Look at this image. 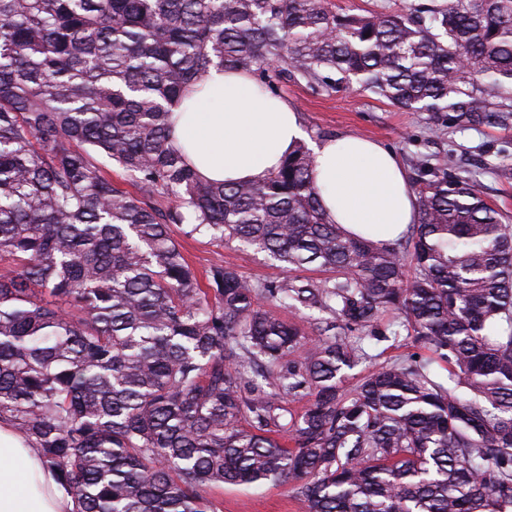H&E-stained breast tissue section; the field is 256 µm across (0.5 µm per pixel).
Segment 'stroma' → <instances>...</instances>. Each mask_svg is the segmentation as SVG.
I'll return each mask as SVG.
<instances>
[{
    "label": "stroma",
    "mask_w": 512,
    "mask_h": 512,
    "mask_svg": "<svg viewBox=\"0 0 512 512\" xmlns=\"http://www.w3.org/2000/svg\"><path fill=\"white\" fill-rule=\"evenodd\" d=\"M276 92L297 107L311 140L346 134L373 138L391 148L408 171L419 157L449 155L477 176L483 198L512 219V173L499 171L504 157L512 156V128L451 124L437 132L428 113L400 109L355 84L325 94L313 91L305 81H288L279 83ZM171 234L197 274L221 261L254 281L284 275L283 268L264 254L186 234L181 226L172 227ZM222 497L224 512H303L287 482L259 488L228 485Z\"/></svg>",
    "instance_id": "obj_1"
}]
</instances>
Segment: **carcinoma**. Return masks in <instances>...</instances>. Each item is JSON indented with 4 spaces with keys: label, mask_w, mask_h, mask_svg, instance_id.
<instances>
[{
    "label": "carcinoma",
    "mask_w": 512,
    "mask_h": 512,
    "mask_svg": "<svg viewBox=\"0 0 512 512\" xmlns=\"http://www.w3.org/2000/svg\"><path fill=\"white\" fill-rule=\"evenodd\" d=\"M213 68L507 127L512 0H0V423L76 512H223L211 491L276 481L305 512H512V225L446 156L384 247L327 221L303 142L263 182L200 180L170 116ZM174 224L291 275L216 262L203 286ZM276 307L318 310L316 336ZM336 11L364 14L366 11H397L409 4L429 3L426 0H331ZM415 351L418 350L411 345L410 341H382L373 351L374 354H380V356L376 360L372 361V363L363 364L361 366L356 367L354 370L349 371L350 376L346 384L348 386L354 384L356 379L352 378L353 375L359 374L361 371L364 372L365 370H368V368H371L374 362H382L384 360L394 359Z\"/></svg>",
    "instance_id": "cac0c4a2"
}]
</instances>
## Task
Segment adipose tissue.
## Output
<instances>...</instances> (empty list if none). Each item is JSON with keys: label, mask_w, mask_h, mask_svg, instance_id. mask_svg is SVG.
Masks as SVG:
<instances>
[{"label": "adipose tissue", "mask_w": 512, "mask_h": 512, "mask_svg": "<svg viewBox=\"0 0 512 512\" xmlns=\"http://www.w3.org/2000/svg\"><path fill=\"white\" fill-rule=\"evenodd\" d=\"M172 144L205 182H260L306 133L296 108L250 72L211 70L206 89L173 110ZM314 180L329 223L386 245L419 218L417 196L395 152L344 135L312 142ZM37 449L0 423V512H74Z\"/></svg>", "instance_id": "adipose-tissue-1"}]
</instances>
